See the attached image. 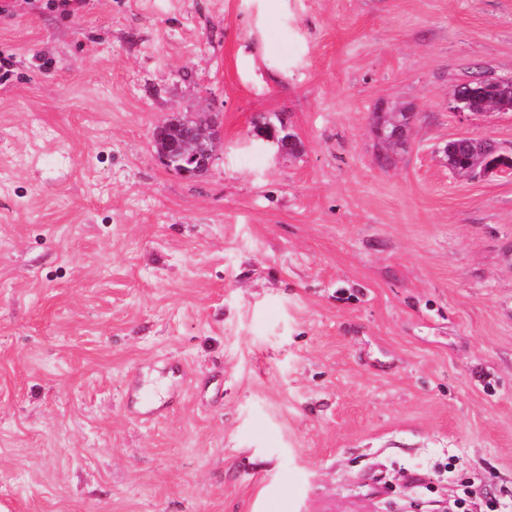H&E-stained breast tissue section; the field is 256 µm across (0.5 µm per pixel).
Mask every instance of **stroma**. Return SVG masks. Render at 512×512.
Masks as SVG:
<instances>
[{
	"mask_svg": "<svg viewBox=\"0 0 512 512\" xmlns=\"http://www.w3.org/2000/svg\"><path fill=\"white\" fill-rule=\"evenodd\" d=\"M479 72L512 0H0V507L512 505V179L441 152H512L448 105ZM189 112L223 129L195 180L153 146ZM401 113L404 118H400ZM374 128L378 138L388 146H403L407 142L408 132L413 121V112L379 113ZM389 132L388 134L386 132ZM277 126L268 115L258 117L252 123L250 135L256 140L269 143L279 154H292L297 150L295 138L288 135L287 127L282 120Z\"/></svg>",
	"mask_w": 512,
	"mask_h": 512,
	"instance_id": "obj_1",
	"label": "stroma"
}]
</instances>
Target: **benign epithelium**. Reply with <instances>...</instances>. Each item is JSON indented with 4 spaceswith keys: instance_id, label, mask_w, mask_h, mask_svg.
I'll list each match as a JSON object with an SVG mask.
<instances>
[{
    "instance_id": "benign-epithelium-1",
    "label": "benign epithelium",
    "mask_w": 512,
    "mask_h": 512,
    "mask_svg": "<svg viewBox=\"0 0 512 512\" xmlns=\"http://www.w3.org/2000/svg\"><path fill=\"white\" fill-rule=\"evenodd\" d=\"M473 98L483 101V107L475 111L469 107ZM449 107L465 117H480L494 113L512 112V78H499L489 82L459 85L449 100ZM414 114L406 112L384 113L376 120L374 128L378 138L388 146H403ZM250 135L256 140L269 143L280 154H292L297 150L295 138L288 135L284 123L276 124L267 115L252 123ZM222 136L220 125L214 120L187 116L182 120L181 131L168 135V125L155 132V143L160 163L168 170L189 180L205 174L213 165L216 148ZM484 156L474 161L470 174L512 177V155L502 151L490 140H482Z\"/></svg>"
}]
</instances>
